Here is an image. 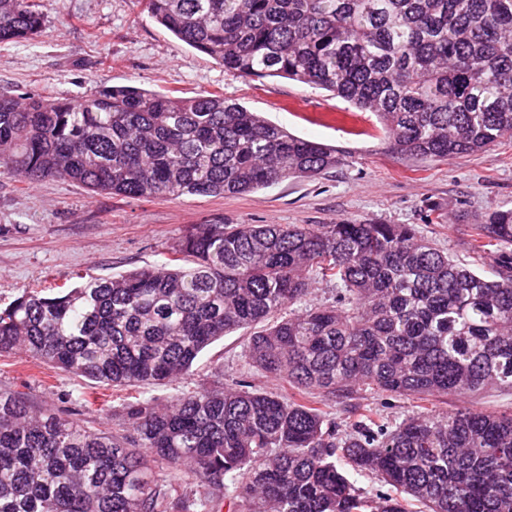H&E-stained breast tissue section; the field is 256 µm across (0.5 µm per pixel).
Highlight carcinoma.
<instances>
[{"label": "carcinoma", "instance_id": "cac0c4a2", "mask_svg": "<svg viewBox=\"0 0 512 512\" xmlns=\"http://www.w3.org/2000/svg\"><path fill=\"white\" fill-rule=\"evenodd\" d=\"M141 2L227 71L374 114L398 155L512 139V0ZM43 23L34 0H0L1 43ZM341 162L222 94L0 96V168L29 184L176 200ZM238 330L245 364L293 395L217 375L168 405L124 400L109 434L0 393V512H512V413L468 403L512 391V207L478 216L465 258L412 224H198L160 265L23 291L0 308V353L137 389L190 375ZM361 391L462 406L336 421L331 405Z\"/></svg>", "mask_w": 512, "mask_h": 512}]
</instances>
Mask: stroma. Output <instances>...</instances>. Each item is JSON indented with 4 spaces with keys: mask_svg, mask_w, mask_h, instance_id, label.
Masks as SVG:
<instances>
[{
    "mask_svg": "<svg viewBox=\"0 0 512 512\" xmlns=\"http://www.w3.org/2000/svg\"><path fill=\"white\" fill-rule=\"evenodd\" d=\"M45 23L31 40L0 43V94L74 99L101 85H133L177 97L220 93L293 135L336 148L343 165L243 195L178 200L94 195L47 179L30 186L0 173V307L23 291L69 288L80 276L109 277L169 256L198 224H412L440 248L464 254L470 225L512 205V141L458 158L390 152L382 126L332 93L283 77L251 80L171 35L140 0H45ZM441 208L433 221L429 206ZM246 338L236 332L203 353L194 376L151 394L160 402L207 385L214 372L234 383ZM0 392L24 394L92 430H111L124 391L75 378L24 351L0 357Z\"/></svg>",
    "mask_w": 512,
    "mask_h": 512,
    "instance_id": "obj_1",
    "label": "stroma"
}]
</instances>
